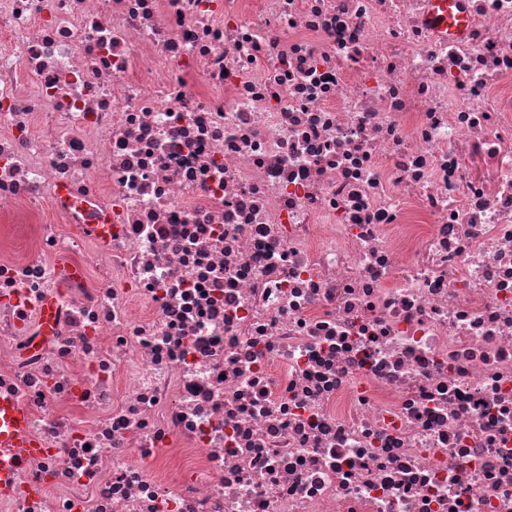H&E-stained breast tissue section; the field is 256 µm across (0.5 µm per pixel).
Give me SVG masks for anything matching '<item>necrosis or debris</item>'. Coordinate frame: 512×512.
<instances>
[{
  "instance_id": "4bbe7bcc",
  "label": "necrosis or debris",
  "mask_w": 512,
  "mask_h": 512,
  "mask_svg": "<svg viewBox=\"0 0 512 512\" xmlns=\"http://www.w3.org/2000/svg\"><path fill=\"white\" fill-rule=\"evenodd\" d=\"M462 7L0 0V512H512V0ZM461 0H430L428 18L449 38H462L468 31V19L461 11ZM0 446L14 448V458L0 464V483L7 482L13 472V461H22L24 456L35 453L41 444L28 434V420L25 411L12 401L0 400Z\"/></svg>"
}]
</instances>
